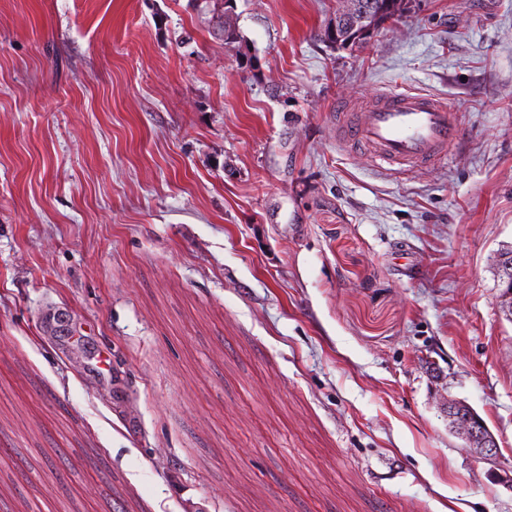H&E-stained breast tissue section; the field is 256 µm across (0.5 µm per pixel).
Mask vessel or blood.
Masks as SVG:
<instances>
[{"label":"vessel or blood","instance_id":"vessel-or-blood-1","mask_svg":"<svg viewBox=\"0 0 512 512\" xmlns=\"http://www.w3.org/2000/svg\"><path fill=\"white\" fill-rule=\"evenodd\" d=\"M341 137L386 168L427 165L461 139L456 110L442 98L397 88L355 104L338 125Z\"/></svg>","mask_w":512,"mask_h":512}]
</instances>
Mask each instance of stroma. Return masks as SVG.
I'll list each match as a JSON object with an SVG mask.
<instances>
[{"label": "stroma", "instance_id": "1", "mask_svg": "<svg viewBox=\"0 0 512 512\" xmlns=\"http://www.w3.org/2000/svg\"><path fill=\"white\" fill-rule=\"evenodd\" d=\"M335 10L235 0L228 45L224 0H0L14 512H512V0L346 49ZM395 86L463 138L392 175L336 117ZM452 404V407H450ZM458 412V413H456ZM448 419L453 421L451 430L456 431L458 422H463L467 434L464 436L463 450L472 453L485 461H495L499 456L496 438L483 420L464 402L448 403ZM477 441L479 444H474Z\"/></svg>", "mask_w": 512, "mask_h": 512}]
</instances>
